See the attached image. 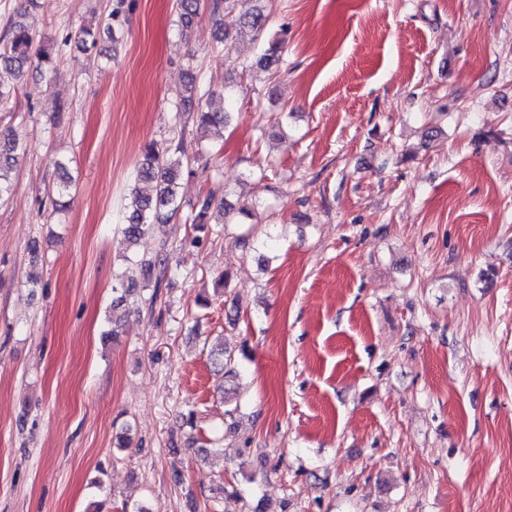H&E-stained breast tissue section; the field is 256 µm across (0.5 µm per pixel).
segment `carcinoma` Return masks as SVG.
<instances>
[{
	"mask_svg": "<svg viewBox=\"0 0 512 512\" xmlns=\"http://www.w3.org/2000/svg\"><path fill=\"white\" fill-rule=\"evenodd\" d=\"M229 2L231 0H179L182 28H190L201 12L206 10L219 23L220 30L224 31V44L245 37L261 39L268 30L271 16L262 8L250 14L234 16ZM73 38L86 51L95 48L97 44L96 34L87 27L80 29ZM73 38L68 36L64 42L67 43ZM283 43L284 39L277 36L267 41L258 65L269 67L279 62ZM54 64L52 50L36 46L35 35L27 29L24 22L13 21L0 40V66L13 71L19 77L32 67L46 77L53 72ZM217 96L221 97L223 93L200 86L194 78H188V82L183 84L179 92L181 112L176 114V119L181 120L183 115H188V119L203 133L212 127H225L232 114V106L219 111L212 109L210 102ZM26 151L27 143L19 135L13 132L0 135V200L10 193L13 167ZM185 173L191 174L193 169L184 137L172 139L167 145H160L153 140L145 144L123 216V233L131 244H136L154 225L167 224L176 217L182 207L177 194L178 182ZM212 206L214 199H206L193 216L192 226L195 231H201L211 223ZM127 262L126 271L118 277L117 284L112 288L114 306L127 301L137 272L144 275L153 273L158 280L172 272L169 252L164 243L153 258H129ZM211 358L218 368L234 371V354L226 350L224 345L211 350Z\"/></svg>",
	"mask_w": 512,
	"mask_h": 512,
	"instance_id": "obj_1",
	"label": "carcinoma"
}]
</instances>
